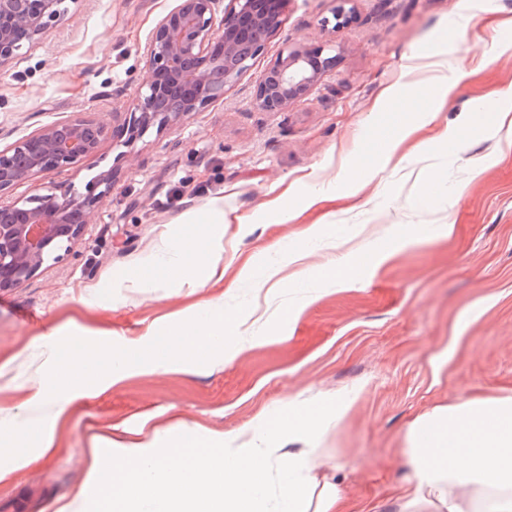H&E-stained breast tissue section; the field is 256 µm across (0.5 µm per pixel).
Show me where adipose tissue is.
<instances>
[{
    "mask_svg": "<svg viewBox=\"0 0 512 512\" xmlns=\"http://www.w3.org/2000/svg\"><path fill=\"white\" fill-rule=\"evenodd\" d=\"M203 250L188 246L169 261L171 277L188 285L223 280L218 253L224 237V201ZM391 248L350 250L331 258L322 274L340 286L356 284L359 265L381 264ZM348 406L291 402L265 422L280 439L316 433L341 420ZM407 476L392 501L396 512H512V396L465 399L418 418L404 438ZM312 449L279 455L273 448H233L223 435L184 429L175 437L113 443L93 453L83 484L60 512H351L338 484L315 472Z\"/></svg>",
    "mask_w": 512,
    "mask_h": 512,
    "instance_id": "1",
    "label": "adipose tissue"
}]
</instances>
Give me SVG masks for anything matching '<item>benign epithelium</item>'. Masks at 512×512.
<instances>
[{"instance_id":"obj_1","label":"benign epithelium","mask_w":512,"mask_h":512,"mask_svg":"<svg viewBox=\"0 0 512 512\" xmlns=\"http://www.w3.org/2000/svg\"><path fill=\"white\" fill-rule=\"evenodd\" d=\"M290 0H175L141 49L144 85L128 102L124 121L107 128L81 113L41 126L0 149V198L15 186L73 168L96 154L107 137L128 148L150 130L161 132L224 98L265 42L281 27ZM64 0H0V68L24 43L39 39L67 12ZM318 48H291L259 83L265 112H286L320 81L334 59ZM117 178L104 168L81 187L5 204L0 216V292L37 276L49 260L68 254Z\"/></svg>"}]
</instances>
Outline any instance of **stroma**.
Returning <instances> with one entry per match:
<instances>
[{"label": "stroma", "mask_w": 512, "mask_h": 512, "mask_svg": "<svg viewBox=\"0 0 512 512\" xmlns=\"http://www.w3.org/2000/svg\"><path fill=\"white\" fill-rule=\"evenodd\" d=\"M174 0H74L67 14L0 69V147L76 112L113 126L145 81L139 50ZM344 9L348 20L337 23ZM459 29L452 42L441 35ZM322 48L335 63L288 111L255 103L264 73L287 48ZM447 61L457 83L435 121L370 158L382 129L398 134L402 107L426 85L409 72L419 47ZM512 0H291L224 98L120 154L111 141L78 167L20 184L21 200L80 185L114 166L118 177L82 238L20 287L0 292V420L43 378L49 329L135 339L163 320L249 307L246 342L193 372H132L77 401L54 428L45 457L0 481L20 512H56L82 484L96 440L115 427L167 434L187 426L259 444L264 419L288 401L350 408L316 442L303 433L279 447L316 445L314 462L357 507L386 504L405 475L403 438L434 407L512 394ZM452 147L438 144L445 130ZM434 168L442 189L421 175ZM369 178L358 197L349 183ZM322 202L306 208L307 197ZM283 197L293 220L268 223ZM223 198V282L177 285L164 264ZM322 223L318 235L307 229ZM434 224L452 234L397 248L351 288L323 280L337 251L393 243ZM305 253L303 268L288 262ZM280 271L267 278L268 268Z\"/></svg>", "instance_id": "obj_1"}]
</instances>
